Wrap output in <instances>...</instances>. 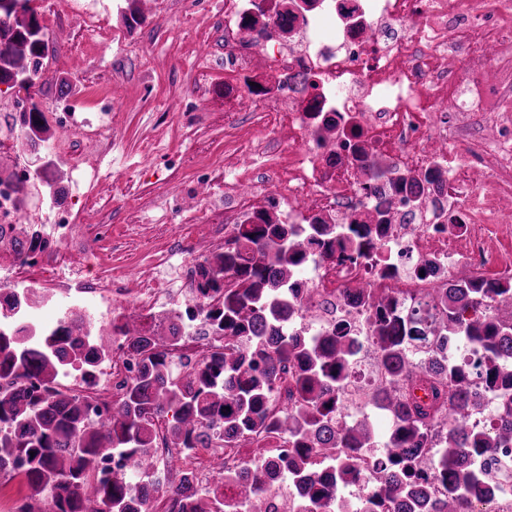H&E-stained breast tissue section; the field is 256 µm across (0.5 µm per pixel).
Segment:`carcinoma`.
<instances>
[{
	"label": "carcinoma",
	"mask_w": 512,
	"mask_h": 512,
	"mask_svg": "<svg viewBox=\"0 0 512 512\" xmlns=\"http://www.w3.org/2000/svg\"><path fill=\"white\" fill-rule=\"evenodd\" d=\"M17 0H0V84L9 87L26 76L25 89L40 85V60L49 43L28 32L15 10ZM24 144L35 148L46 126L42 110L21 114ZM364 253L371 229L349 224L340 229L310 224L306 232L286 224H238L224 242V251L196 270L194 287L220 301L209 311L211 328L238 338L246 349L214 353L199 365L177 371L169 358L175 336L171 317L161 329L144 330L136 320L126 324L130 348L144 363L137 377L124 385L112 410L96 425L85 421L83 402L59 392L33 395L23 387L0 391V425L12 431L0 436V473L20 474L29 494L21 512H35L48 489L55 490L51 512H134L129 500L130 476H142L158 463L151 422L166 421L163 440L169 448H206L200 433L209 420L224 433V447L243 448L270 432L288 434L293 477L306 499L294 512H341L339 496L320 472L329 468L339 483L363 449L383 448V471L360 512H460L471 490L485 478L475 457L486 448L512 442V421L489 431L470 428L481 403L462 370L461 360L479 355L473 371L490 388L512 389V325L485 320L478 310L484 299L512 311V288H446L451 304L424 325L428 301L397 313L401 289L373 293L372 332L385 380L376 390L382 408L392 417L385 430L368 418L344 425L336 418V384L350 361L345 328L318 339L281 335L278 327L295 291L297 276L314 247ZM28 239L23 232L4 241L0 256L22 258ZM56 336L34 346L26 337L0 334V377L55 381L76 364H87L83 338L90 335L81 318ZM459 344L448 358L447 339ZM63 346L56 347L57 340ZM451 428L453 441H437L434 458L427 443L437 427ZM114 452L127 458L125 474L96 483L91 475L100 459ZM233 491L242 512H268L262 472L237 481ZM159 512H224L220 493L203 492L179 480L156 501Z\"/></svg>",
	"instance_id": "carcinoma-1"
}]
</instances>
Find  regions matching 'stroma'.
<instances>
[{"label": "stroma", "instance_id": "stroma-1", "mask_svg": "<svg viewBox=\"0 0 512 512\" xmlns=\"http://www.w3.org/2000/svg\"><path fill=\"white\" fill-rule=\"evenodd\" d=\"M65 17L48 37L56 64L45 74L37 99L43 111L63 105L60 82H69L74 98L95 112L105 93L123 102L112 115V143L83 161L74 176L68 161H57L53 181L62 188V206L78 207L79 194L93 222L82 225L74 246L75 261L86 264L89 278L107 282L125 275L129 285L146 273L177 281L178 261L167 254L171 227L166 211L177 205L196 209L199 177L209 174L212 203L224 182V103L200 91L197 61L205 54L220 56L224 14L221 0H210V12L197 14L174 8L158 16L154 0H139L145 20L127 30L126 0H103L107 22L127 30L131 50L84 35L65 10L69 0H50ZM111 225L110 240L91 244L94 224Z\"/></svg>", "mask_w": 512, "mask_h": 512}]
</instances>
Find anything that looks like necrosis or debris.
I'll return each mask as SVG.
<instances>
[{
	"instance_id": "obj_1",
	"label": "necrosis or debris",
	"mask_w": 512,
	"mask_h": 512,
	"mask_svg": "<svg viewBox=\"0 0 512 512\" xmlns=\"http://www.w3.org/2000/svg\"><path fill=\"white\" fill-rule=\"evenodd\" d=\"M71 9L91 36L128 48L96 0ZM225 98L263 113L262 128H238L234 151L263 147L272 187L241 189L242 172L224 171V235L234 225L271 221L374 226L364 256L311 251L290 304L289 333H333L351 325V385L337 418L366 414L363 391L382 369L372 346L373 315L359 283L401 288L405 302L434 297L461 281L512 287V0H224ZM67 137L44 144L51 158L79 167V148L111 139L108 113L89 119L79 104L52 115ZM44 175L20 163L0 175V229L25 227L37 241L28 264L0 269V333L46 336L74 314L106 326L91 372L77 370L52 390L80 398L87 421L104 418L140 358L125 336L127 317L150 325L158 309L177 316L171 348L178 364L223 349L205 321L210 305L193 286L206 259L202 237L174 227L167 247L181 258L178 288L123 275L94 284L66 262L82 215L52 208L48 224L28 223V192ZM47 289L51 318L32 310L29 288ZM470 385L482 401L472 425L485 431L512 415V393ZM201 490L213 489L211 462L250 466L240 449L165 448ZM462 512H512V474L489 470Z\"/></svg>"
}]
</instances>
